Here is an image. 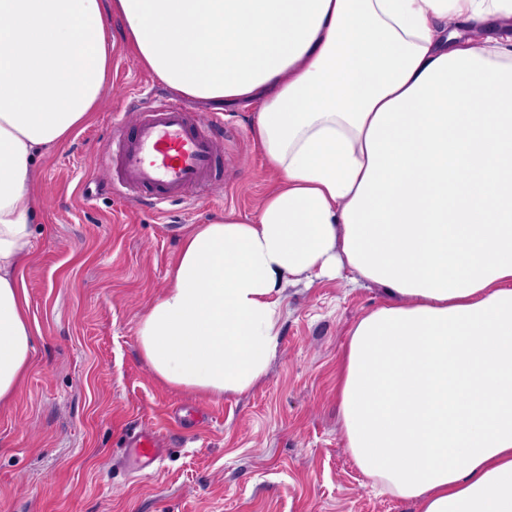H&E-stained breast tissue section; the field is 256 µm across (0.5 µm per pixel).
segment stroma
I'll return each mask as SVG.
<instances>
[{"mask_svg":"<svg viewBox=\"0 0 512 512\" xmlns=\"http://www.w3.org/2000/svg\"><path fill=\"white\" fill-rule=\"evenodd\" d=\"M109 81L85 123L39 161L34 247L17 273L35 351L0 406V512H415L379 492L340 435L336 362L382 295L345 279L285 286L280 345L249 392L209 400L155 380L136 326L169 282L189 229L232 211L254 216L274 176L251 134L252 107L184 98L224 121V173L193 202L156 210L112 189L117 125L133 99L170 90L112 31ZM158 432L140 467L130 430Z\"/></svg>","mask_w":512,"mask_h":512,"instance_id":"obj_1","label":"stroma"}]
</instances>
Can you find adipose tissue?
Segmentation results:
<instances>
[{
	"label": "adipose tissue",
	"instance_id": "obj_1",
	"mask_svg": "<svg viewBox=\"0 0 512 512\" xmlns=\"http://www.w3.org/2000/svg\"><path fill=\"white\" fill-rule=\"evenodd\" d=\"M511 19L512 0H0V405L35 349V168L94 110L117 22L162 84L252 105L277 174L254 216L184 236L137 325L154 377L246 392L284 283L380 286L336 366L355 464L417 512H512Z\"/></svg>",
	"mask_w": 512,
	"mask_h": 512
}]
</instances>
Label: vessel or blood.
<instances>
[{"label": "vessel or blood", "instance_id": "1", "mask_svg": "<svg viewBox=\"0 0 512 512\" xmlns=\"http://www.w3.org/2000/svg\"><path fill=\"white\" fill-rule=\"evenodd\" d=\"M223 129L220 120L202 125L176 100L141 107L133 127L114 131V188L156 205L203 190L217 169ZM157 445L153 433L132 437L136 455L148 465L157 459Z\"/></svg>", "mask_w": 512, "mask_h": 512}]
</instances>
